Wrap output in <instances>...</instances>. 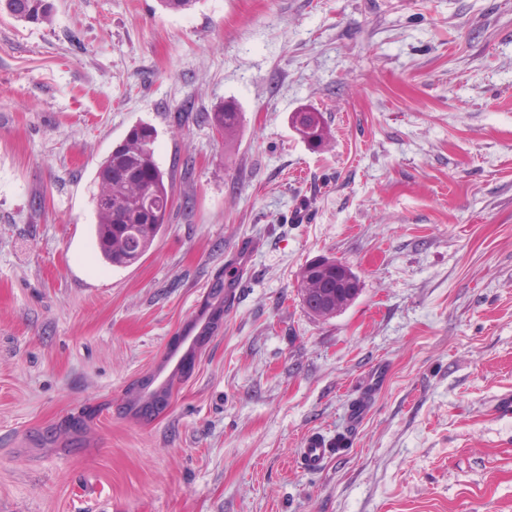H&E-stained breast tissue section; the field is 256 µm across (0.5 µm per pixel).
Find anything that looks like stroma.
Masks as SVG:
<instances>
[{
	"label": "stroma",
	"mask_w": 512,
	"mask_h": 512,
	"mask_svg": "<svg viewBox=\"0 0 512 512\" xmlns=\"http://www.w3.org/2000/svg\"><path fill=\"white\" fill-rule=\"evenodd\" d=\"M52 3L0 13V512H512V0ZM140 123L174 203L117 268L94 178ZM245 239L167 407L123 414ZM321 257L361 281L327 319ZM2 8L13 18L30 23H47L52 17L49 0H1ZM209 113V112H208ZM211 125L215 129L224 133V139L231 138L237 132L240 126V112L232 105L220 106L207 115ZM292 127L307 142L321 145L327 138V129L322 112L302 110L289 116ZM319 263L314 261L306 264L300 271V295L302 304L306 311L319 318H329L336 315V313L342 311L347 306L351 305L357 298L360 292V280L358 276L347 266L345 268L347 272L356 280L358 288L352 293L338 292L336 294V288L328 292L325 296L328 297V301L323 307L312 306V302H316L318 294L321 293L322 282L331 266L317 267ZM332 453V448H327L322 442L313 441L300 448V459L307 470L314 471L320 469Z\"/></svg>",
	"instance_id": "stroma-1"
}]
</instances>
